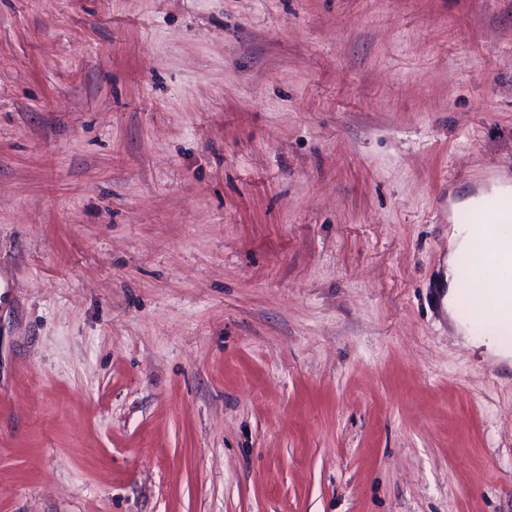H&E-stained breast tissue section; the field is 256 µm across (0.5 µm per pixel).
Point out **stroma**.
<instances>
[{"label": "stroma", "instance_id": "1", "mask_svg": "<svg viewBox=\"0 0 512 512\" xmlns=\"http://www.w3.org/2000/svg\"><path fill=\"white\" fill-rule=\"evenodd\" d=\"M501 174L512 0H0V512H512ZM473 222L479 224L482 235L489 239H501L507 237L511 228L501 224H512V203L499 201L497 203H485L481 207L469 211ZM471 224H452L448 234V315L458 333L465 334L476 347H485L489 353L499 356L501 359L512 360V350L505 345L499 333L488 332L483 336H474L467 318L460 312L458 299L461 295L463 276L460 267L456 263L457 256L462 252H469L474 248L482 249L488 265L483 272L475 275L474 279L480 282L492 276L494 264H492L491 252L486 243L475 235ZM497 288H509L507 290H497L494 294H490L479 286H474L469 288V294L471 295L470 301L473 303V306L479 309L487 308V304L493 300L496 304L501 305L505 302L512 303V285L510 287H497ZM511 288V290H510Z\"/></svg>", "mask_w": 512, "mask_h": 512}]
</instances>
